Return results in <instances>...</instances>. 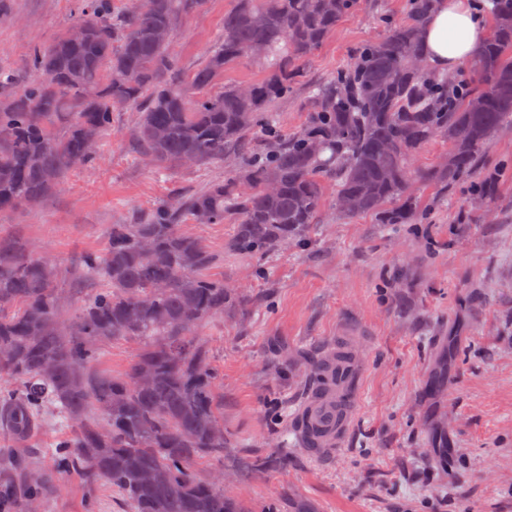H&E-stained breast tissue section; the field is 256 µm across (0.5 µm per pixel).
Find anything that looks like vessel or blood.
Returning a JSON list of instances; mask_svg holds the SVG:
<instances>
[{
	"instance_id": "b4317fda",
	"label": "vessel or blood",
	"mask_w": 512,
	"mask_h": 512,
	"mask_svg": "<svg viewBox=\"0 0 512 512\" xmlns=\"http://www.w3.org/2000/svg\"><path fill=\"white\" fill-rule=\"evenodd\" d=\"M355 377L351 368L326 371L310 388L294 419L296 438L309 453L327 459L344 445L356 400Z\"/></svg>"
}]
</instances>
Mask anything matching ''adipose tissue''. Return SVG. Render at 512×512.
<instances>
[{
    "instance_id": "1",
    "label": "adipose tissue",
    "mask_w": 512,
    "mask_h": 512,
    "mask_svg": "<svg viewBox=\"0 0 512 512\" xmlns=\"http://www.w3.org/2000/svg\"><path fill=\"white\" fill-rule=\"evenodd\" d=\"M485 29L473 0H438L424 31V59L434 70H452L483 41Z\"/></svg>"
}]
</instances>
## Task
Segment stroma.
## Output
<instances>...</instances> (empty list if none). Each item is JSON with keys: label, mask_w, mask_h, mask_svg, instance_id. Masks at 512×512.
<instances>
[{"label": "stroma", "mask_w": 512, "mask_h": 512, "mask_svg": "<svg viewBox=\"0 0 512 512\" xmlns=\"http://www.w3.org/2000/svg\"><path fill=\"white\" fill-rule=\"evenodd\" d=\"M235 0H207L174 36L176 66L187 73L224 29ZM75 0H0V70L15 86L36 79L28 51L56 41ZM401 19L404 0H363L306 62L277 101L284 132L303 122L311 87L343 68L354 49L381 38V15ZM135 108L112 111V128L93 169L71 174L39 205L0 213V236L53 261L70 293L73 260L104 249L111 224H131L157 204L220 180L224 169L180 168L156 175L137 156ZM499 180L493 223L473 201L474 181L448 192L418 188L423 223L380 224L370 215L326 211L306 246L263 258L225 253L231 224L195 227L220 254L212 270L243 287L242 311L210 319L198 338L222 376L226 450L211 468L244 502L287 501L289 512H512V124L479 157ZM356 349L359 399L344 448L311 458L293 416L305 398L310 355L341 343ZM61 428L36 432L24 450L50 474L42 512H129L106 480L53 471Z\"/></svg>", "instance_id": "1"}]
</instances>
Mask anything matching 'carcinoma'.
<instances>
[{"label": "carcinoma", "mask_w": 512, "mask_h": 512, "mask_svg": "<svg viewBox=\"0 0 512 512\" xmlns=\"http://www.w3.org/2000/svg\"><path fill=\"white\" fill-rule=\"evenodd\" d=\"M77 3V23L92 27L33 47L38 79L0 102V212L36 204L68 174L94 167L117 107H140V162L159 174L221 164L224 179L162 201L138 224L111 225L102 251L76 259L99 287L69 318L57 267L0 239V425L24 443L55 419L66 423L53 468L107 479L130 512H246L223 483L195 472L224 456L215 436L224 424L220 374L197 329L242 309L246 296L210 274L216 254L182 225L229 217L224 249L261 258L307 244L331 184L340 220L418 223L415 187L474 173L479 152L512 119V0H492L489 36L465 62L463 81L434 74L423 59L435 0H405L401 20L383 15L385 35L310 90L304 121L289 135L272 104L361 0H236L187 75L159 33L206 0H133L125 11L113 0ZM243 59L262 77L211 93ZM437 142L446 154L413 167ZM475 192L484 204L497 186L486 177ZM121 339L141 346L129 370L92 373L102 346ZM13 467L22 484L4 485L3 506L39 512L46 475L21 455Z\"/></svg>", "instance_id": "1"}]
</instances>
